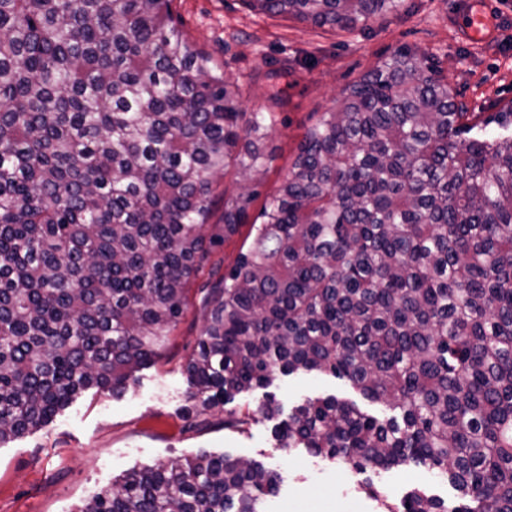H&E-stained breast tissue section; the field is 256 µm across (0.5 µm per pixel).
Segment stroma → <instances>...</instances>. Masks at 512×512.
<instances>
[{"mask_svg": "<svg viewBox=\"0 0 512 512\" xmlns=\"http://www.w3.org/2000/svg\"><path fill=\"white\" fill-rule=\"evenodd\" d=\"M475 9L488 18L479 41L467 29L466 15ZM173 11L197 47L238 81L243 109L276 116L262 198L287 175L307 128L397 47L434 56L457 102L473 115L483 118L512 103V0H404L398 13L339 34L251 12L241 0H174ZM210 282L205 271L190 282L182 319L126 394L85 391L50 423L0 447V512H76L132 468L224 452L260 461L276 474L277 488L262 512H384L385 503H399L415 487L457 503V492L436 471L409 465L362 475L342 461L279 447L273 421L262 417L248 431L228 429L219 406L187 428L197 404L183 367L205 325L202 290ZM270 394L287 410L309 397L356 396L346 380L299 372L243 393L232 407L254 411ZM367 479L382 489L384 501L363 492Z\"/></svg>", "mask_w": 512, "mask_h": 512, "instance_id": "1", "label": "stroma"}]
</instances>
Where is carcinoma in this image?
<instances>
[{
	"label": "carcinoma",
	"mask_w": 512,
	"mask_h": 512,
	"mask_svg": "<svg viewBox=\"0 0 512 512\" xmlns=\"http://www.w3.org/2000/svg\"><path fill=\"white\" fill-rule=\"evenodd\" d=\"M171 2L0 0V446L88 389L125 394L248 223L274 115L243 111ZM242 2L336 32L403 4ZM259 218L204 289L189 427L279 375L330 373L400 417L334 396L284 417L269 395L257 413L283 447L436 470L461 499L414 488L387 512H512V104L475 129L439 63L400 46L306 130ZM276 485L203 453L75 512H261ZM235 175L231 172L228 173L223 179L220 180L214 191V205L207 224H222L224 216V199L229 198L234 192ZM224 190L226 194L224 196ZM250 233L251 224H244L238 235L214 249L212 261L221 260L220 274L228 271L235 264L241 250L245 251L249 247L253 237Z\"/></svg>",
	"instance_id": "obj_1"
}]
</instances>
